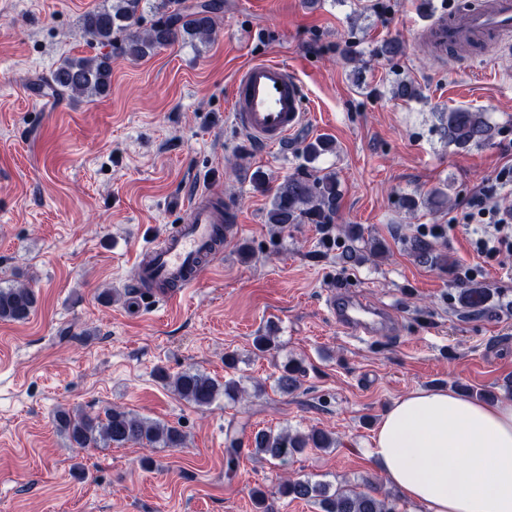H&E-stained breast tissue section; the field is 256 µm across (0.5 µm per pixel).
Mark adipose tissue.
<instances>
[{"mask_svg":"<svg viewBox=\"0 0 512 512\" xmlns=\"http://www.w3.org/2000/svg\"><path fill=\"white\" fill-rule=\"evenodd\" d=\"M374 454L386 481L424 512H512V400L411 392L383 414Z\"/></svg>","mask_w":512,"mask_h":512,"instance_id":"ef3b65f1","label":"adipose tissue"}]
</instances>
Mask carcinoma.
Returning <instances> with one entry per match:
<instances>
[{"instance_id":"obj_1","label":"carcinoma","mask_w":512,"mask_h":512,"mask_svg":"<svg viewBox=\"0 0 512 512\" xmlns=\"http://www.w3.org/2000/svg\"><path fill=\"white\" fill-rule=\"evenodd\" d=\"M223 8L220 0H206L200 6L188 9L182 0H104V4L82 18L84 32L112 52L136 60L178 40L208 39L215 30L216 14ZM152 13L150 25L142 27L145 13ZM44 85L56 96L102 97L112 85V56L65 58L43 78ZM393 96L409 101L419 96V89L411 82L398 81ZM444 136L448 145L466 149L471 145L490 142L495 128L483 113L453 109L441 113ZM335 143L320 137L304 148V158L311 161L325 152L334 151ZM340 193L336 174L315 175L300 166L276 189L267 221L278 227L288 224H331L336 215ZM347 235L353 242L364 241L362 250H348L343 258L355 260L363 251L371 256L384 253L385 244L379 240L363 239L361 229L350 226ZM488 293L480 288L463 292L467 307L476 313L486 310ZM38 302L37 294L25 285L0 287V321L22 322L29 318ZM304 373L301 361L290 359L282 367L277 387L283 393L297 388L299 376ZM160 379L179 398L204 407L220 395L229 401L239 398L240 381L230 378L222 383L193 368L171 377L159 372ZM57 431L65 436L73 448H122L130 443L151 448H181L182 431L172 425L149 421L132 412L108 408L104 415L94 417L70 410H59L55 415ZM336 447V438L327 431L313 427L304 433L287 430L273 433L259 431L254 435L253 451L273 460L285 461L307 448L326 450ZM278 493L293 500H308L319 512H400L398 499L378 497L370 492L336 488L314 482L310 478L287 479L278 487Z\"/></svg>"}]
</instances>
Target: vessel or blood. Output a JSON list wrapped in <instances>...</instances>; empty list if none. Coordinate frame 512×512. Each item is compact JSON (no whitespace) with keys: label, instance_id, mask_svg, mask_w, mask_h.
I'll return each instance as SVG.
<instances>
[{"label":"vessel or blood","instance_id":"b4317fda","mask_svg":"<svg viewBox=\"0 0 512 512\" xmlns=\"http://www.w3.org/2000/svg\"><path fill=\"white\" fill-rule=\"evenodd\" d=\"M425 34L437 55L449 48L467 46L470 58L488 52L512 51V0H474L436 17ZM305 90L294 70L279 60H257L238 71L232 93V118L256 142L284 147L304 120ZM192 216L160 246L141 248L135 259L137 278L169 280L157 301L173 303L198 282L219 224L224 221L223 193L207 190L192 197ZM327 309L345 334L364 342L380 330L391 328L389 314L350 296H329Z\"/></svg>","mask_w":512,"mask_h":512}]
</instances>
